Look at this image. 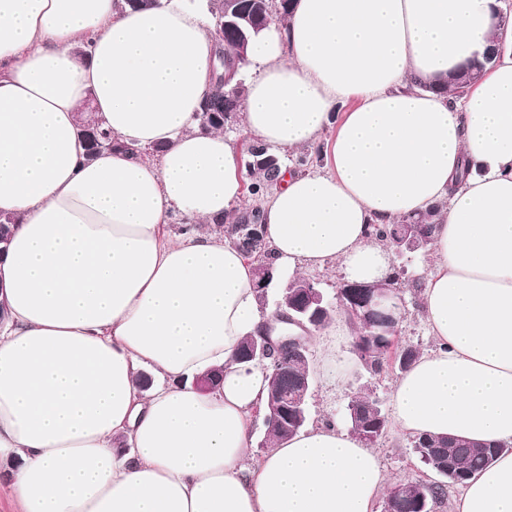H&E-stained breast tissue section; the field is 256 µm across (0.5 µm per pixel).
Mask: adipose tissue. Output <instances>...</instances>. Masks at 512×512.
<instances>
[{
  "label": "adipose tissue",
  "instance_id": "ef3b65f1",
  "mask_svg": "<svg viewBox=\"0 0 512 512\" xmlns=\"http://www.w3.org/2000/svg\"><path fill=\"white\" fill-rule=\"evenodd\" d=\"M498 8L294 0L252 43L240 107L247 141L324 149V169L280 172L263 197L276 270L389 282L377 228L433 212L435 346L390 402L398 433L502 446L455 512H512V28ZM493 48L463 95L447 90ZM217 50L185 0H0V213L22 218L0 257V462L22 512H374L387 483L333 424L249 452L268 371L234 356L268 317L222 231L251 182L242 144L195 121ZM87 105L119 144L91 161ZM176 215L193 228L173 238ZM216 368V390L194 386Z\"/></svg>",
  "mask_w": 512,
  "mask_h": 512
}]
</instances>
